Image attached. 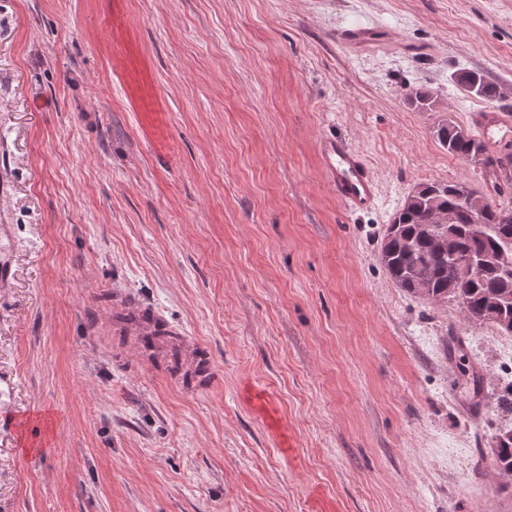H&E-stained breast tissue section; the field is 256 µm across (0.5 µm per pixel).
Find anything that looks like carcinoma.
Here are the masks:
<instances>
[{"label": "carcinoma", "instance_id": "obj_1", "mask_svg": "<svg viewBox=\"0 0 512 512\" xmlns=\"http://www.w3.org/2000/svg\"><path fill=\"white\" fill-rule=\"evenodd\" d=\"M466 89L488 100L501 97L497 85L479 71L459 76ZM448 152L473 162L484 176L506 161L488 158L485 143L463 128L446 123L438 130ZM476 190L466 181L430 183L404 204L386 225L380 261L392 281L429 303L453 302L472 324L512 322V207L493 205L476 220L461 201L460 189ZM496 467L512 469V440L490 448Z\"/></svg>", "mask_w": 512, "mask_h": 512}]
</instances>
